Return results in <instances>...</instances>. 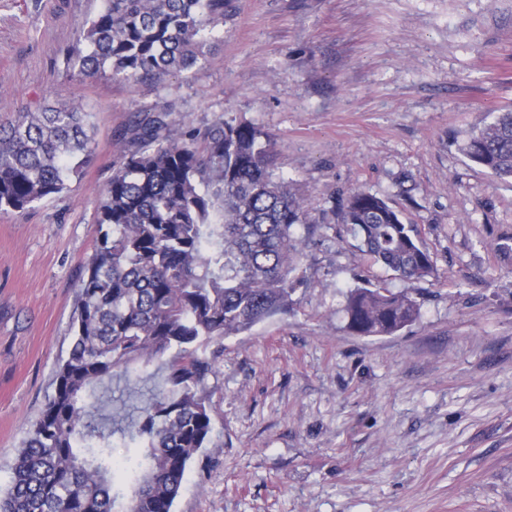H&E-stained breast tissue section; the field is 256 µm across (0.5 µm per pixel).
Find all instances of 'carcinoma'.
<instances>
[{
    "mask_svg": "<svg viewBox=\"0 0 512 512\" xmlns=\"http://www.w3.org/2000/svg\"><path fill=\"white\" fill-rule=\"evenodd\" d=\"M224 23V0H103L66 50L68 75L162 84L194 68ZM156 106L104 188L99 243L85 266L72 342L54 391L30 429L0 496V512H173L190 465L212 432L200 349L286 316L301 285V226L325 222L292 182L274 174L263 133L219 122L182 133ZM462 152L512 180V109L463 141ZM87 113L73 101L0 124V210L21 214L62 193L92 159ZM357 248L411 284L438 273L415 228L387 199L350 190L331 210ZM345 329L392 336L420 316L411 289L358 286L346 294ZM163 383L130 412H101L112 382ZM126 433L134 456H112Z\"/></svg>",
    "mask_w": 512,
    "mask_h": 512,
    "instance_id": "1",
    "label": "carcinoma"
}]
</instances>
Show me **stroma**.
Returning a JSON list of instances; mask_svg holds the SVG:
<instances>
[{"label": "stroma", "mask_w": 512, "mask_h": 512, "mask_svg": "<svg viewBox=\"0 0 512 512\" xmlns=\"http://www.w3.org/2000/svg\"><path fill=\"white\" fill-rule=\"evenodd\" d=\"M102 0H0V106L82 103L95 154L59 195L0 214V487L71 345L100 193L140 109L185 132L247 122L312 214L353 188L414 225L439 278L393 336L345 329L346 293L393 290L318 225L288 317L208 344L213 431L174 512H512V183L459 135L512 108V0H226L206 60L163 85L67 80Z\"/></svg>", "instance_id": "35a3bbf8"}]
</instances>
